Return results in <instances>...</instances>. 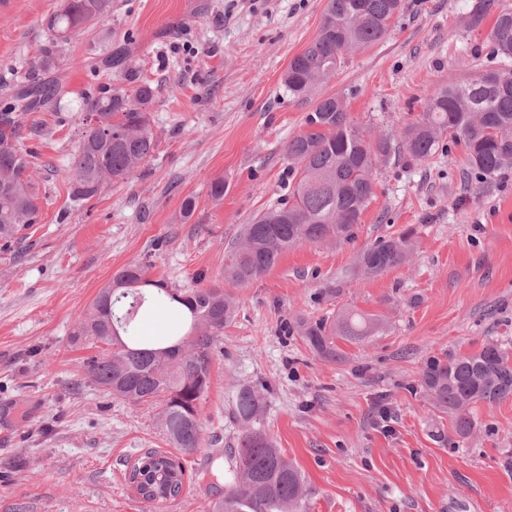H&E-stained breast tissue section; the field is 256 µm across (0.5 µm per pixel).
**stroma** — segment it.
Wrapping results in <instances>:
<instances>
[{"label":"stroma","mask_w":512,"mask_h":512,"mask_svg":"<svg viewBox=\"0 0 512 512\" xmlns=\"http://www.w3.org/2000/svg\"><path fill=\"white\" fill-rule=\"evenodd\" d=\"M473 2L403 0L387 36L349 52L316 98L343 97L369 134L401 131L437 87L499 67L493 15L511 12L512 0H494L477 26ZM325 5L112 0L111 15L72 35L43 70L36 61L58 0H0V105L24 82L60 88L21 121V146L42 175L37 221L0 241V512H204L224 494L202 473L230 465L243 384L262 387V424L311 487L308 512H512V399L478 406L481 433L461 439L419 385L432 359L488 342L512 353V169L483 179L459 145L381 167L352 240L298 247L235 289L237 315L215 346L203 402L204 446L184 460L198 478L177 500L148 504L132 492L128 463L167 443L152 411L87 374L101 346L75 337L76 320L116 270L135 262L172 288L223 285L224 251L242 224L287 195L284 147L314 103L291 99L282 74L316 37ZM111 44L156 89L158 146L133 180L77 201L66 170L85 128L83 99L122 79L100 65ZM410 227L411 262L362 277L359 255ZM329 285L335 294L320 296ZM346 308L385 328L337 339L335 361L283 331L296 315Z\"/></svg>","instance_id":"35a3bbf8"}]
</instances>
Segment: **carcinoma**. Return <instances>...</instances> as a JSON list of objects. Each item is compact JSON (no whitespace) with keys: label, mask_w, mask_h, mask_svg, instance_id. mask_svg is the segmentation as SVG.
I'll list each match as a JSON object with an SVG mask.
<instances>
[{"label":"carcinoma","mask_w":512,"mask_h":512,"mask_svg":"<svg viewBox=\"0 0 512 512\" xmlns=\"http://www.w3.org/2000/svg\"><path fill=\"white\" fill-rule=\"evenodd\" d=\"M357 0H327L315 39L295 55L282 75L288 95L305 100L345 64L353 48L374 45L387 35L401 0H365L366 15H356ZM112 11V0H67L48 19L53 40L68 41L75 30L92 26ZM491 52L502 59L499 69L478 72L462 83L435 89L428 108L399 136L371 140L355 123L344 100L321 97L304 118L306 131L288 141L286 177L292 187L277 204L242 225L224 251V283L237 288L262 278L282 257L304 244L347 240L373 194V174L392 161L423 162L447 140L464 148L465 165L491 178L512 167V13L496 16L490 32ZM106 70L126 66L117 48L102 58ZM55 91L40 84L23 87L0 111V241L9 243L35 223L39 210L38 167L20 147V119L45 107ZM155 88L143 80L132 88L112 82L85 99L89 124L67 172L71 195L88 201L109 187L129 182L152 158L157 140L151 107ZM416 229L378 240L363 252L359 267L367 276L407 263L413 256ZM154 301L185 310L184 336L163 345L124 337L139 310ZM237 314L235 296L222 287L178 289L152 281L146 269L128 264L112 275L78 319L74 335L106 345L91 360L88 375L98 386L130 404L155 412L165 440L186 457L202 447V401L210 387L214 347ZM374 314L346 310L334 318L313 320L298 315L286 324L288 334L302 337L319 357L336 359L338 336L362 340L383 331ZM420 386L433 407L453 421L461 439L479 431L475 408L512 399V354L489 342L479 351L450 360H431ZM264 400L258 389L241 386L234 414L241 425L224 497L206 512H307L312 495L302 471L275 448L262 427ZM151 458L173 475L141 477L140 494L160 503L177 499L187 481L178 458L150 451L132 465L136 471Z\"/></svg>","instance_id":"1"}]
</instances>
